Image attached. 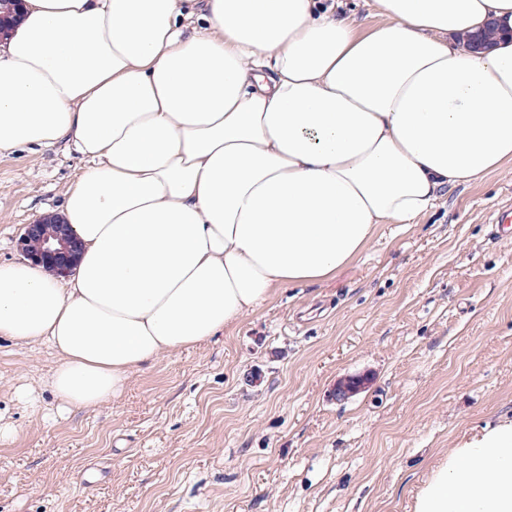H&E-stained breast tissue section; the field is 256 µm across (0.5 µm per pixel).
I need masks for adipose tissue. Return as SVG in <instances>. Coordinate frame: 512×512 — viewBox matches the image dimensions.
I'll return each mask as SVG.
<instances>
[{
	"label": "adipose tissue",
	"mask_w": 512,
	"mask_h": 512,
	"mask_svg": "<svg viewBox=\"0 0 512 512\" xmlns=\"http://www.w3.org/2000/svg\"><path fill=\"white\" fill-rule=\"evenodd\" d=\"M23 0L0 150L84 161L68 282L0 263V337L57 355L62 410L323 282L379 225L512 162V0ZM414 512H512V418L433 467Z\"/></svg>",
	"instance_id": "1"
}]
</instances>
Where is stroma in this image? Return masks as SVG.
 Masks as SVG:
<instances>
[{
  "label": "stroma",
  "mask_w": 512,
  "mask_h": 512,
  "mask_svg": "<svg viewBox=\"0 0 512 512\" xmlns=\"http://www.w3.org/2000/svg\"><path fill=\"white\" fill-rule=\"evenodd\" d=\"M82 167L62 145L0 151V262ZM507 209L512 162L94 409L59 410L50 348L0 339V512H412L448 448L512 417V238L489 234Z\"/></svg>",
  "instance_id": "35a3bbf8"
}]
</instances>
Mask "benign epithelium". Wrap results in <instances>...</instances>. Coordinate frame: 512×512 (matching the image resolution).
Here are the masks:
<instances>
[{"mask_svg":"<svg viewBox=\"0 0 512 512\" xmlns=\"http://www.w3.org/2000/svg\"><path fill=\"white\" fill-rule=\"evenodd\" d=\"M18 245L27 260L50 267L63 277L72 272L81 248L70 227L54 215L25 225Z\"/></svg>","mask_w":512,"mask_h":512,"instance_id":"1","label":"benign epithelium"}]
</instances>
